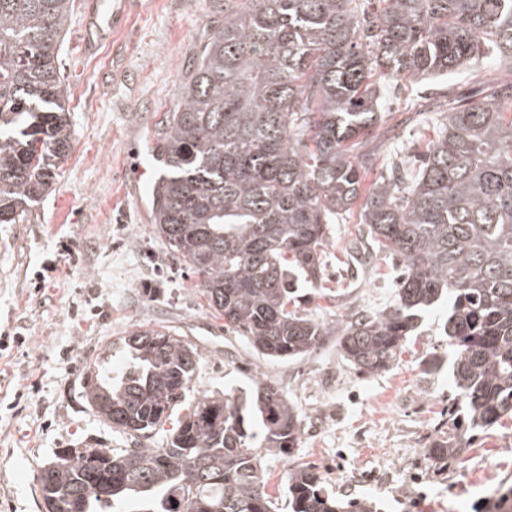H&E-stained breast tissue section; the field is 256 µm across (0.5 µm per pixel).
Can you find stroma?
<instances>
[{"label":"stroma","instance_id":"stroma-1","mask_svg":"<svg viewBox=\"0 0 512 512\" xmlns=\"http://www.w3.org/2000/svg\"><path fill=\"white\" fill-rule=\"evenodd\" d=\"M88 2L73 0L59 51L72 149L28 220L0 224V336L26 338L0 351V512H41L34 477L59 449L133 447L99 421L85 391L89 366L121 370L112 343L138 326L167 327L198 347L192 396H237L261 380L283 388L300 414L301 444L289 459L260 449L269 490L297 464L317 471L332 496L371 502L375 512H473L511 483V419L477 433L460 462L433 469L424 456L457 402L448 296L421 311L399 362L372 375L354 369L332 336L308 357L263 359L213 315L188 266L157 237L152 187L135 172L140 149L179 102L189 59L219 20L208 0H139L87 50L77 35ZM497 75L490 62L477 79L385 86L379 104L401 136L393 146L376 136L364 185L424 153L434 124L431 113L413 110L416 100L446 92L480 99ZM362 229L355 212L330 225L324 288L299 287L308 316L341 324L393 305L396 258L376 251L362 268L349 257Z\"/></svg>","mask_w":512,"mask_h":512}]
</instances>
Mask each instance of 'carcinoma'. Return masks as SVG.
I'll list each match as a JSON object with an SVG mask.
<instances>
[{"label": "carcinoma", "mask_w": 512, "mask_h": 512, "mask_svg": "<svg viewBox=\"0 0 512 512\" xmlns=\"http://www.w3.org/2000/svg\"><path fill=\"white\" fill-rule=\"evenodd\" d=\"M216 0L224 21L199 48L159 132L155 233L191 269L214 316L270 360L336 336L368 374L396 361L414 311L453 299L448 345L459 406L425 458L461 460L472 433L512 417V82L450 103L422 165L361 192L380 125L376 81L447 76L491 58L512 69V0ZM72 0H0V224L24 222L55 184L71 138L58 50ZM359 207L371 244L407 270L387 311L328 325L297 309L322 286L328 225ZM121 374L90 372L85 397L136 440L63 448L36 476L43 512H373L340 502L309 467L272 495L259 448L284 457L300 418L281 386L196 398L163 448L201 358L163 327L119 338ZM476 512H512V486Z\"/></svg>", "instance_id": "cac0c4a2"}]
</instances>
